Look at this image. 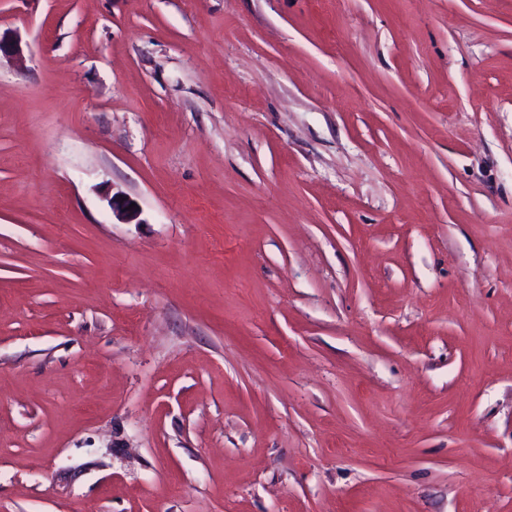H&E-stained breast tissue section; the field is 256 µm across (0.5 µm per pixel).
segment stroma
Instances as JSON below:
<instances>
[{
  "label": "stroma",
  "instance_id": "obj_1",
  "mask_svg": "<svg viewBox=\"0 0 512 512\" xmlns=\"http://www.w3.org/2000/svg\"><path fill=\"white\" fill-rule=\"evenodd\" d=\"M0 39V512H512V0ZM107 203L115 217L120 223L123 224H138L141 222V210L138 204L122 191L113 192L111 196H107ZM135 203V207L127 210V207Z\"/></svg>",
  "mask_w": 512,
  "mask_h": 512
}]
</instances>
